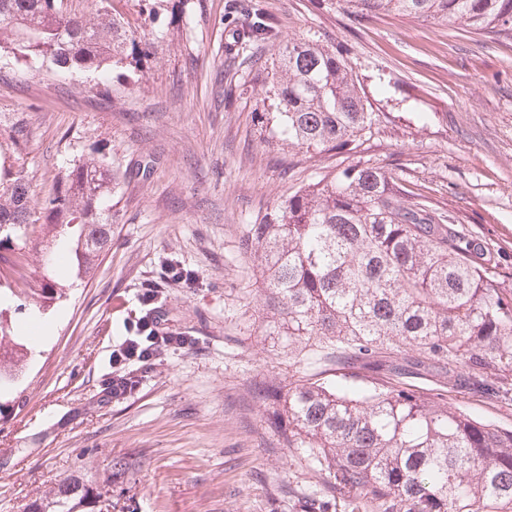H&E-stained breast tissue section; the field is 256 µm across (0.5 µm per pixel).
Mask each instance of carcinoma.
Returning <instances> with one entry per match:
<instances>
[{
  "mask_svg": "<svg viewBox=\"0 0 512 512\" xmlns=\"http://www.w3.org/2000/svg\"><path fill=\"white\" fill-rule=\"evenodd\" d=\"M62 0H0V51L60 68L139 66L164 38V0H139L146 31L117 9L71 16ZM363 15L381 12L512 37V0H349ZM276 36L258 12L235 33L244 50ZM276 144L288 151L353 153L372 135L352 71L336 49L291 40L270 74ZM112 175L88 158L35 198L20 157L0 160V248L20 249L68 236L67 259L87 274L110 238L99 202ZM410 191L381 166L356 163L321 174L247 225L257 262L262 311L288 337L298 364L310 354L336 371L327 384L301 371L272 383L284 443L322 476L307 512H329L343 499L351 512H512V430L471 417L443 400L379 375L427 369L452 389L497 384L512 393V277L497 271L478 237ZM10 295L42 306L63 289L46 272L33 281L0 278ZM0 390L27 366L29 351L0 310ZM374 378L355 383L353 369ZM58 485L57 512H77L90 491Z\"/></svg>",
  "mask_w": 512,
  "mask_h": 512,
  "instance_id": "1",
  "label": "carcinoma"
}]
</instances>
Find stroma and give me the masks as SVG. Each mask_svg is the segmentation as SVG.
<instances>
[{
  "mask_svg": "<svg viewBox=\"0 0 512 512\" xmlns=\"http://www.w3.org/2000/svg\"><path fill=\"white\" fill-rule=\"evenodd\" d=\"M257 10L278 35L250 67L230 45ZM166 15L173 25L138 70L66 71L0 52V133L23 131L35 195L88 156L115 176L111 242L86 277L55 266L66 294L41 312L54 332L0 397V512L51 503L71 478L89 487L91 512H303L317 476L257 397L292 372L288 339L260 309L244 243L247 225L319 174L385 167L512 275V40L365 16L350 0H168ZM291 38L335 47L365 91L375 124L358 152L291 156L260 122L267 73ZM170 261L196 280L166 285L168 325L197 344L113 397L112 348L139 288ZM404 380L512 429V397L491 387ZM118 459L128 468L116 477Z\"/></svg>",
  "mask_w": 512,
  "mask_h": 512,
  "instance_id": "stroma-1",
  "label": "stroma"
}]
</instances>
